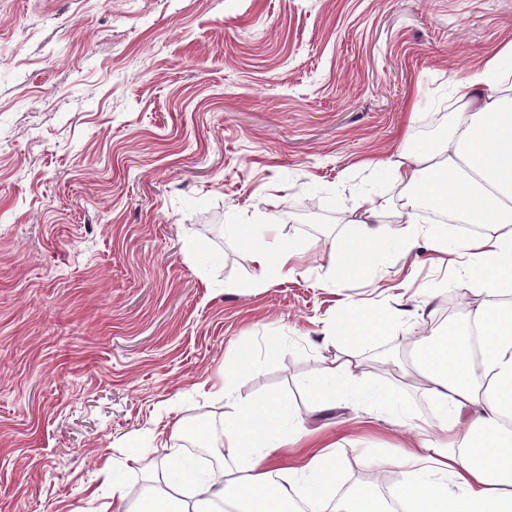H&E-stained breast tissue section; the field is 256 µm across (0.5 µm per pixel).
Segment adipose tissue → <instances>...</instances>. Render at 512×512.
I'll list each match as a JSON object with an SVG mask.
<instances>
[{
    "label": "adipose tissue",
    "instance_id": "1",
    "mask_svg": "<svg viewBox=\"0 0 512 512\" xmlns=\"http://www.w3.org/2000/svg\"><path fill=\"white\" fill-rule=\"evenodd\" d=\"M452 94L456 110L448 115L447 132L436 143L411 145L394 165L402 187L399 214L407 220L401 249L410 254L422 232L414 219L420 194H427L450 218L433 233V251L459 257L458 277L474 281L491 298L471 319L483 336L484 374L474 372L469 331L452 336L437 331L432 339H418L413 369L438 418L431 423L397 415V425L411 439L376 464L405 472L397 494L404 512H512V428L505 424L512 419V73L488 68L483 76L456 84ZM457 219L484 231L461 236L453 226ZM351 221L362 232L336 246L333 271L341 284L369 272L388 234L371 197L356 202ZM389 326L380 310L359 307L343 313L331 340L357 343L383 335ZM320 372L322 383L313 392L320 407L358 395L364 379L362 363L352 353L323 361ZM230 408L221 442L224 468L204 479L183 476L195 486L192 502L151 485L131 507L121 489L103 499L90 488L86 497L95 512H213L219 502L241 505L243 512H327L335 447H319L278 466L281 427L299 438L307 433L303 424L285 423L274 401H234ZM431 424L439 434L435 442L425 437ZM233 465L246 471L245 480L231 477Z\"/></svg>",
    "mask_w": 512,
    "mask_h": 512
}]
</instances>
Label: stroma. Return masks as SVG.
Listing matches in <instances>:
<instances>
[{"mask_svg": "<svg viewBox=\"0 0 512 512\" xmlns=\"http://www.w3.org/2000/svg\"><path fill=\"white\" fill-rule=\"evenodd\" d=\"M509 44L512 0H0V512H79L115 484L137 502L191 421H225L240 350L238 401L337 444L331 498L398 452L395 412L433 415L398 365L487 298L422 241L337 284L334 244L363 196L396 225L389 162ZM286 243L296 271L258 274L253 248ZM363 304L392 318L355 346L368 426L312 398Z\"/></svg>", "mask_w": 512, "mask_h": 512, "instance_id": "35a3bbf8", "label": "stroma"}]
</instances>
